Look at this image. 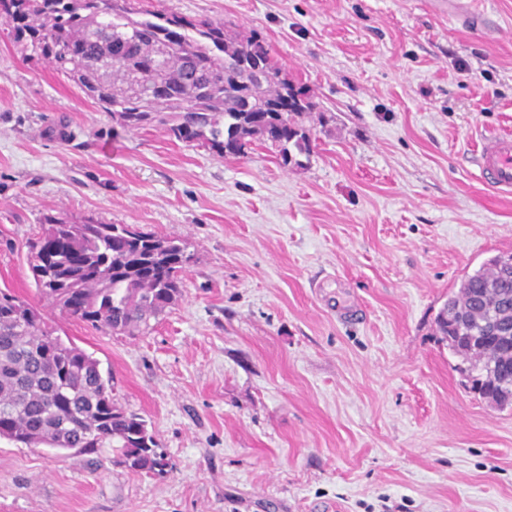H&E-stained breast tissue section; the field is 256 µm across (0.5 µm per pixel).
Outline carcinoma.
<instances>
[{
	"instance_id": "obj_1",
	"label": "carcinoma",
	"mask_w": 512,
	"mask_h": 512,
	"mask_svg": "<svg viewBox=\"0 0 512 512\" xmlns=\"http://www.w3.org/2000/svg\"><path fill=\"white\" fill-rule=\"evenodd\" d=\"M0 21L25 58L45 61L126 130L162 128L220 157L257 138L283 164L311 152L302 118L313 97L266 42L225 23L130 0H0ZM251 109H246L247 104ZM41 299L68 319L114 334L151 329L182 296L192 261L183 243L134 224L43 217L26 243ZM438 332L467 363L470 389L512 406V253L461 281L437 315ZM26 446L108 447L113 463L157 476L165 455L142 416L112 397L99 361L54 334L37 308L0 292V436Z\"/></svg>"
}]
</instances>
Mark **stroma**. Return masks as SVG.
Returning <instances> with one entry per match:
<instances>
[{
  "instance_id": "stroma-1",
  "label": "stroma",
  "mask_w": 512,
  "mask_h": 512,
  "mask_svg": "<svg viewBox=\"0 0 512 512\" xmlns=\"http://www.w3.org/2000/svg\"><path fill=\"white\" fill-rule=\"evenodd\" d=\"M257 33L323 118L304 167L113 129L0 27V290L37 302L44 215L181 240L183 295L147 333L39 305L99 360L173 468L0 438V512H512V408L474 394L435 318L512 251L477 147L512 135V0L481 33L430 0H149Z\"/></svg>"
}]
</instances>
